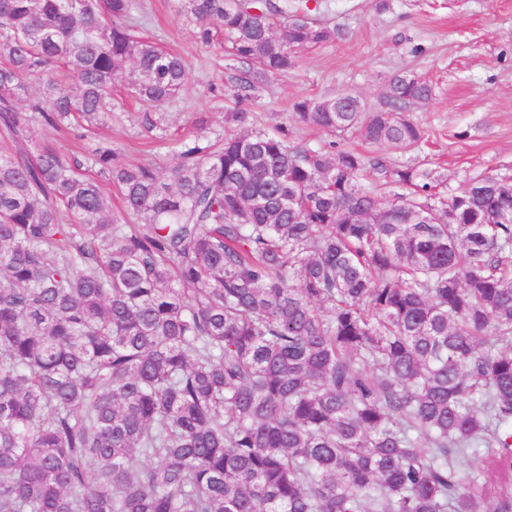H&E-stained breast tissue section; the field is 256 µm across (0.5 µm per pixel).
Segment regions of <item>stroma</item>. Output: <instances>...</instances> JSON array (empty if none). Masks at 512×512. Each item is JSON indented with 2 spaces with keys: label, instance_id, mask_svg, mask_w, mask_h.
<instances>
[{
  "label": "stroma",
  "instance_id": "stroma-1",
  "mask_svg": "<svg viewBox=\"0 0 512 512\" xmlns=\"http://www.w3.org/2000/svg\"><path fill=\"white\" fill-rule=\"evenodd\" d=\"M147 35L178 53L191 84L159 110L118 103L95 135L75 126L61 134L34 118V141L55 138L71 157L83 158L101 141L119 150L125 165L173 163L171 138L224 136L225 120L242 63L220 45H203L178 0H140ZM301 19L340 30V38L299 51L293 69L260 83L251 104L253 128L287 127L292 141L325 147L330 134L303 125L292 105L339 92L383 104L389 79L418 74L433 86L432 99L408 109L426 132L416 150L383 154L395 164L434 169L448 191L460 193L474 176L512 175V0H308Z\"/></svg>",
  "mask_w": 512,
  "mask_h": 512
}]
</instances>
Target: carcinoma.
Returning <instances> with one entry per match:
<instances>
[{
	"label": "carcinoma",
	"mask_w": 512,
	"mask_h": 512,
	"mask_svg": "<svg viewBox=\"0 0 512 512\" xmlns=\"http://www.w3.org/2000/svg\"><path fill=\"white\" fill-rule=\"evenodd\" d=\"M184 2L249 70L239 132L161 169L35 143L19 107L32 76L56 130L111 114L125 76L150 107L184 90L138 0H0V512H512V178L450 197L429 168L248 129L256 84L339 32L288 0ZM431 97L404 72L381 109L293 108L406 151ZM477 451L496 481L461 471Z\"/></svg>",
	"instance_id": "obj_1"
}]
</instances>
